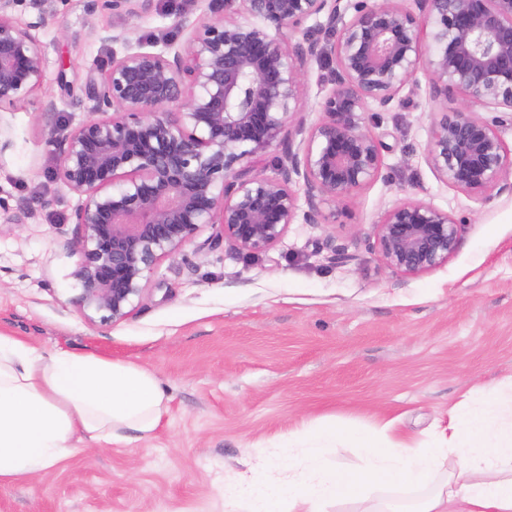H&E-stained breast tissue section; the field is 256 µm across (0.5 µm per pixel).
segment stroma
Masks as SVG:
<instances>
[{
	"label": "stroma",
	"mask_w": 512,
	"mask_h": 512,
	"mask_svg": "<svg viewBox=\"0 0 512 512\" xmlns=\"http://www.w3.org/2000/svg\"><path fill=\"white\" fill-rule=\"evenodd\" d=\"M201 0H151L116 17L96 0H19L46 55L42 88L0 107L11 146L0 153V333L36 351L63 348L150 371L169 399L152 437L82 448L37 474L0 484V512H226L224 484L268 447L325 418L371 431L396 420L422 444L448 429L462 395L512 374V189L481 200L438 179L430 128L455 109L427 75L379 111L388 149L376 181L332 224L289 225L269 252L235 251L202 226L162 259L130 317L89 322L72 303L77 195L54 177L49 138L84 121L104 30L158 41ZM421 199L464 221L447 264L420 276L385 267L375 223ZM349 254L331 263L333 249Z\"/></svg>",
	"instance_id": "obj_1"
}]
</instances>
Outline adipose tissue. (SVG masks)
Listing matches in <instances>:
<instances>
[{"label": "adipose tissue", "instance_id": "obj_1", "mask_svg": "<svg viewBox=\"0 0 512 512\" xmlns=\"http://www.w3.org/2000/svg\"><path fill=\"white\" fill-rule=\"evenodd\" d=\"M168 410L155 376L132 363L68 350L39 353L0 333V484L67 460L78 444L122 445L150 438ZM447 436L382 447L374 434L317 424L300 449L248 466L226 485L230 512H326L361 504L402 512L389 491L412 488L409 512H512V375L448 411ZM362 463L331 462L337 443Z\"/></svg>", "mask_w": 512, "mask_h": 512}]
</instances>
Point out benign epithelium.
<instances>
[{
  "label": "benign epithelium",
  "mask_w": 512,
  "mask_h": 512,
  "mask_svg": "<svg viewBox=\"0 0 512 512\" xmlns=\"http://www.w3.org/2000/svg\"><path fill=\"white\" fill-rule=\"evenodd\" d=\"M17 2L0 0V105L27 99L45 78L42 45L12 14ZM99 2L123 17L151 0ZM175 27L184 40L160 51L131 43L127 31L104 36L124 52L88 73L89 118L50 142L60 149L56 177L81 199L72 303L90 321H125L146 273L184 252L204 224L239 252L270 250L298 216L299 183L304 220L332 223L336 212L322 206L382 168L372 106L418 84L422 68L461 98L431 129L427 161L439 179L481 199L512 176L500 117L477 115L512 113V0H207L199 13H179ZM295 38L306 47L294 55ZM308 55L334 63L321 80V119L268 175L258 163L307 95ZM461 226L407 198L376 222V249L387 268L419 276L455 254Z\"/></svg>",
  "instance_id": "obj_1"
}]
</instances>
